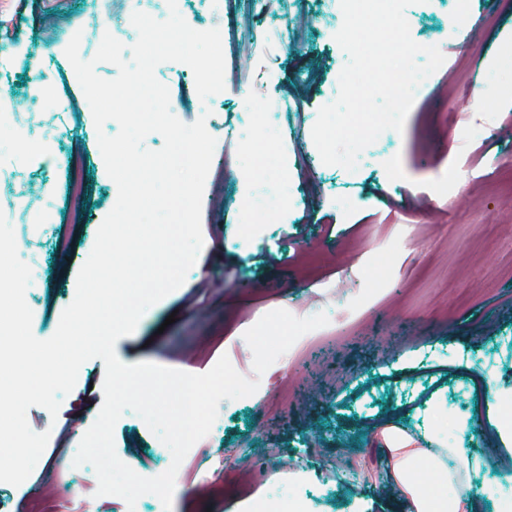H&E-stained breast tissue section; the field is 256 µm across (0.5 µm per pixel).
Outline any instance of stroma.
<instances>
[{
	"instance_id": "obj_1",
	"label": "stroma",
	"mask_w": 512,
	"mask_h": 512,
	"mask_svg": "<svg viewBox=\"0 0 512 512\" xmlns=\"http://www.w3.org/2000/svg\"><path fill=\"white\" fill-rule=\"evenodd\" d=\"M420 0L406 10L412 38L440 46L445 62L416 90L402 132L388 130L355 171L324 165L311 130L338 93L347 56L334 35L337 0H185L194 29L231 23L234 69L223 93L201 101L182 63L156 69L177 118H205L227 170L206 185L204 247L185 283L150 306L115 344L125 364L149 361L201 374L228 355L255 376L244 332L283 308L326 313L335 339L312 343L300 361L284 354L258 391L222 400L210 433L181 464L168 512H405L389 477L381 431L432 436L478 460L479 512H512V198L495 194L512 168V0ZM127 0H0V91L16 118L54 125L45 146L61 162L0 176V212L26 242L32 331L51 337L74 296L76 275L117 199L90 106L65 55L69 28L109 23L125 46ZM475 24H468V16ZM266 100L263 120L247 98ZM78 176L82 198L70 196ZM54 190L52 221L27 223L13 205ZM69 249H60L61 239ZM105 368L85 362L57 417L40 406L30 427L48 445L20 486L0 482V512H167L153 495L127 506L96 496L92 465L74 448L103 403ZM118 457L143 477L167 470L169 449L131 410L114 429ZM250 485L248 495L225 479Z\"/></svg>"
}]
</instances>
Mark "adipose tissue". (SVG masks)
<instances>
[{
    "label": "adipose tissue",
    "instance_id": "obj_1",
    "mask_svg": "<svg viewBox=\"0 0 512 512\" xmlns=\"http://www.w3.org/2000/svg\"><path fill=\"white\" fill-rule=\"evenodd\" d=\"M390 475L407 496V512H476L473 494V466L458 448L439 444L414 447L411 438L399 430H384ZM425 465L438 476L443 492L429 496L422 492L416 477L418 465Z\"/></svg>",
    "mask_w": 512,
    "mask_h": 512
}]
</instances>
